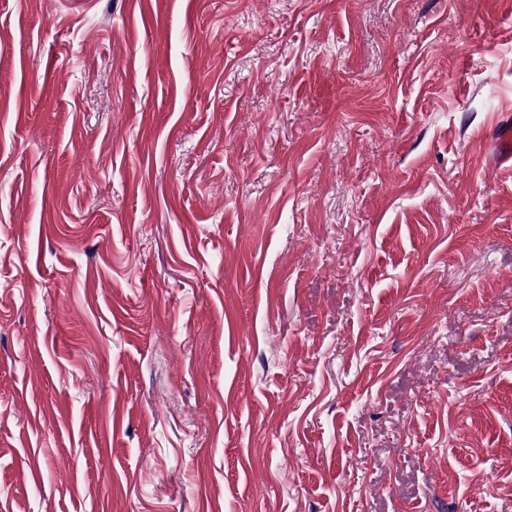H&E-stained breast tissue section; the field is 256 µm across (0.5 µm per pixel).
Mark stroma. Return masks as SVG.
<instances>
[{"mask_svg": "<svg viewBox=\"0 0 512 512\" xmlns=\"http://www.w3.org/2000/svg\"><path fill=\"white\" fill-rule=\"evenodd\" d=\"M512 0H0V512H512ZM494 144L497 150L496 164L511 169L512 161V126L510 118L501 121L494 131Z\"/></svg>", "mask_w": 512, "mask_h": 512, "instance_id": "obj_1", "label": "stroma"}]
</instances>
